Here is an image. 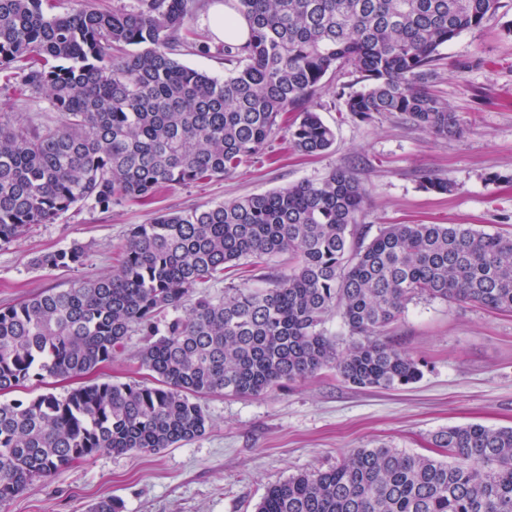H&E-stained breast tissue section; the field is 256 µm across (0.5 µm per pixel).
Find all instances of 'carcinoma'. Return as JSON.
Wrapping results in <instances>:
<instances>
[{
    "mask_svg": "<svg viewBox=\"0 0 512 512\" xmlns=\"http://www.w3.org/2000/svg\"><path fill=\"white\" fill-rule=\"evenodd\" d=\"M200 0H134L128 10L75 0H0V72L43 95L57 121L0 112V243L74 206L146 202L163 186L224 178L289 123L292 148L319 156L335 133L311 107L330 72L352 117L398 114L437 137L459 116L429 83L441 49L499 16L501 0H234L250 28L224 44V78L177 59ZM366 189L347 168L319 181L187 213H158L128 233L110 276L85 277L0 308V393L91 374L130 333L144 336L150 385L94 382L0 402V507L87 461L170 448L206 431L200 396L261 395L323 370L360 389L397 390L422 364L383 339L409 303L464 302L512 313V235L462 224L358 227ZM287 267L266 288H205L265 258ZM81 245L35 259L78 268ZM183 316L159 320L183 303ZM344 350L323 328L331 313ZM445 459L386 445L353 448L325 471L270 486L257 512H512V428L436 432ZM90 512H125L117 497Z\"/></svg>",
    "mask_w": 512,
    "mask_h": 512,
    "instance_id": "carcinoma-1",
    "label": "carcinoma"
}]
</instances>
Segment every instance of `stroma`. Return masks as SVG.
I'll return each mask as SVG.
<instances>
[{
	"mask_svg": "<svg viewBox=\"0 0 512 512\" xmlns=\"http://www.w3.org/2000/svg\"><path fill=\"white\" fill-rule=\"evenodd\" d=\"M219 0H202L195 32L210 55L183 50L180 62L223 76L220 42L210 29ZM503 17L469 30L441 51L433 91L457 113L464 131L442 138L396 116L352 118L337 92L352 75L327 74L314 100L335 131L326 153L309 157L288 148V131L231 175L161 190L147 203L122 202L104 211L85 203L54 223L36 224L0 245V306L79 276L111 274L127 234L156 211L195 208L262 194L293 183L353 169L367 191L360 227L368 236L389 224H464L487 233H512V0ZM0 108L22 122L51 125L56 112L41 96L0 77ZM447 181V192L422 185L423 176ZM80 244L89 254L82 270L35 266L39 255ZM387 333L424 365L423 377L402 390L358 389L323 371L249 398L203 399V435L156 452H102L37 483L0 512H87L107 497L126 512H255L267 487L288 477L325 470L353 448L380 443L429 454L442 428L480 423L512 427V313L471 303L421 299L409 304ZM143 338L127 336L124 350L97 380L144 382L138 352Z\"/></svg>",
	"mask_w": 512,
	"mask_h": 512,
	"instance_id": "stroma-1",
	"label": "stroma"
}]
</instances>
